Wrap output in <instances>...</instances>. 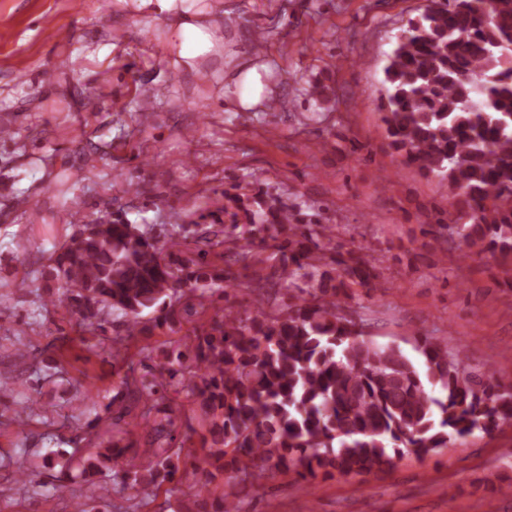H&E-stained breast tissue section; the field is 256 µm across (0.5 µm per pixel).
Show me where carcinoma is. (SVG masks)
<instances>
[{
	"instance_id": "1",
	"label": "carcinoma",
	"mask_w": 512,
	"mask_h": 512,
	"mask_svg": "<svg viewBox=\"0 0 512 512\" xmlns=\"http://www.w3.org/2000/svg\"><path fill=\"white\" fill-rule=\"evenodd\" d=\"M380 111L402 161L448 183L451 212L433 231L439 248L462 240L466 259L512 261V0H428L388 55ZM224 215L222 240L180 225L162 242L153 228L117 217L76 225L50 254L59 302L79 326L103 336L109 318L123 315L117 353L229 301V275L211 253L269 269L239 287L288 295L282 305L226 306L194 325L170 343L158 381L124 375L142 420L163 415L151 427L161 447L148 461L112 440L63 455V475L95 477L106 494V470L116 465L133 509L186 485L196 512H241L242 492L277 474L364 477L406 453L424 459L512 423V389L490 368L466 372L463 349L450 354L424 337L417 362L365 338L364 321L347 317L341 300L384 280V269L341 250L313 206L234 186L224 191ZM169 386L204 424L196 450L162 446L175 413Z\"/></svg>"
}]
</instances>
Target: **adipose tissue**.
Here are the masks:
<instances>
[{
  "label": "adipose tissue",
  "mask_w": 512,
  "mask_h": 512,
  "mask_svg": "<svg viewBox=\"0 0 512 512\" xmlns=\"http://www.w3.org/2000/svg\"><path fill=\"white\" fill-rule=\"evenodd\" d=\"M140 7L148 9L162 19L169 29L172 47L177 59L200 57L213 44V37L207 28L205 14L180 13L176 0H137Z\"/></svg>",
  "instance_id": "ef3b65f1"
}]
</instances>
